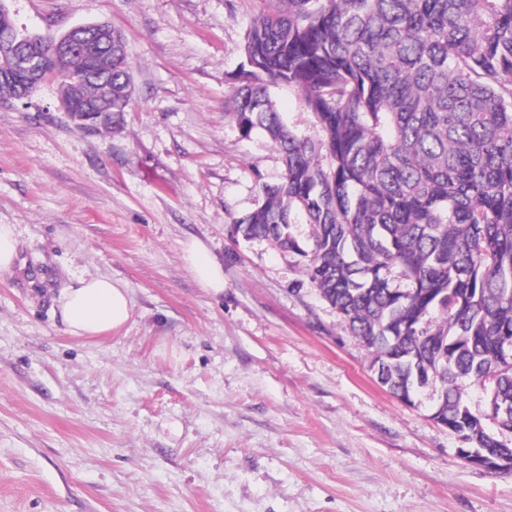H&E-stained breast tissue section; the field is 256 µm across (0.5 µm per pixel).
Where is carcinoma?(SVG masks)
I'll return each instance as SVG.
<instances>
[{"label": "carcinoma", "mask_w": 512, "mask_h": 512, "mask_svg": "<svg viewBox=\"0 0 512 512\" xmlns=\"http://www.w3.org/2000/svg\"><path fill=\"white\" fill-rule=\"evenodd\" d=\"M244 37L226 111L244 137L282 154L279 184L233 232L266 236L306 259L320 296L387 363L396 396L415 369L443 384L495 375L488 395L512 408V371L492 359L512 336V0H266ZM88 66L112 76V110L132 106L124 37ZM54 37L36 47L80 115L98 98L74 78ZM316 115L288 128L271 88ZM311 229L310 249L292 233Z\"/></svg>", "instance_id": "carcinoma-1"}]
</instances>
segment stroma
I'll list each match as a JSON object with an SVG mask.
<instances>
[{"label":"stroma","mask_w":512,"mask_h":512,"mask_svg":"<svg viewBox=\"0 0 512 512\" xmlns=\"http://www.w3.org/2000/svg\"><path fill=\"white\" fill-rule=\"evenodd\" d=\"M18 28L105 21L126 38L133 105L90 132L46 81L0 105V512H512V474L467 464L407 405L319 295L300 256L234 235L277 184L278 148L225 112L265 0H8ZM292 130L316 118L271 91ZM201 240L224 291L195 281ZM81 276L125 284L127 324L68 335L54 298ZM18 259L15 225L0 224V272L10 271ZM184 259L202 288L216 295L224 291V267L210 255L204 243L188 240L184 244Z\"/></svg>","instance_id":"stroma-1"}]
</instances>
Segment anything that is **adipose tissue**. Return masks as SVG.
<instances>
[{
  "instance_id": "adipose-tissue-1",
  "label": "adipose tissue",
  "mask_w": 512,
  "mask_h": 512,
  "mask_svg": "<svg viewBox=\"0 0 512 512\" xmlns=\"http://www.w3.org/2000/svg\"><path fill=\"white\" fill-rule=\"evenodd\" d=\"M184 259L198 284L213 294L224 290V267L199 240L184 245ZM66 333L96 336L123 326L130 318L132 301L126 286L112 278L81 277L62 288L57 299Z\"/></svg>"
}]
</instances>
